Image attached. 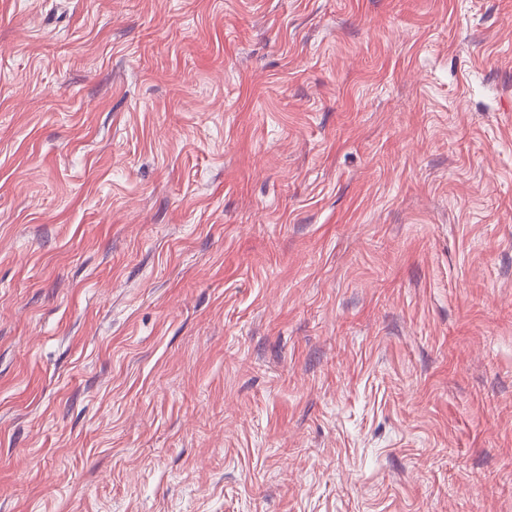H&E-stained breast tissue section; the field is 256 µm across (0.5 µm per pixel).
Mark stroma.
<instances>
[{
	"label": "stroma",
	"mask_w": 512,
	"mask_h": 512,
	"mask_svg": "<svg viewBox=\"0 0 512 512\" xmlns=\"http://www.w3.org/2000/svg\"><path fill=\"white\" fill-rule=\"evenodd\" d=\"M0 512H512V0H0Z\"/></svg>",
	"instance_id": "obj_1"
}]
</instances>
